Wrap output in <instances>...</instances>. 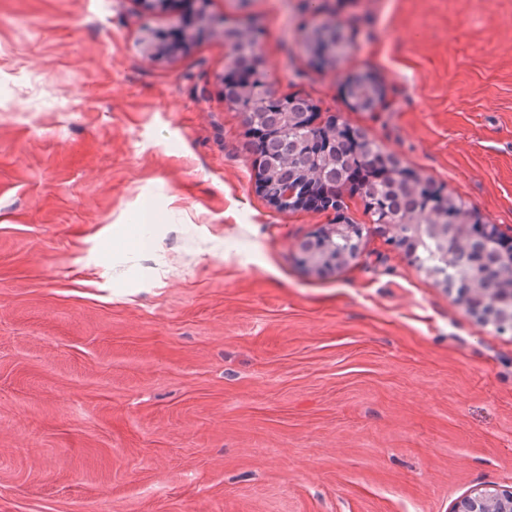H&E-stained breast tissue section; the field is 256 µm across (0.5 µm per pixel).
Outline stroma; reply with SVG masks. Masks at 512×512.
<instances>
[{
    "label": "stroma",
    "mask_w": 512,
    "mask_h": 512,
    "mask_svg": "<svg viewBox=\"0 0 512 512\" xmlns=\"http://www.w3.org/2000/svg\"><path fill=\"white\" fill-rule=\"evenodd\" d=\"M278 94L512 234V0H208ZM138 0H0V512H453L512 490V330L389 232L319 272L277 211L229 49ZM159 56L146 61V48ZM367 73L386 106L350 108ZM324 32L325 36L324 37ZM311 45H323L327 49V60L332 57H342L347 52V43L342 33L335 27L331 28L330 24L323 23L318 28L311 31V36L308 39V48Z\"/></svg>",
    "instance_id": "35a3bbf8"
}]
</instances>
